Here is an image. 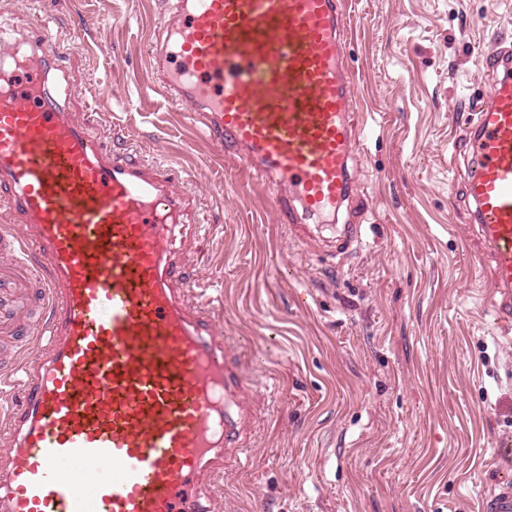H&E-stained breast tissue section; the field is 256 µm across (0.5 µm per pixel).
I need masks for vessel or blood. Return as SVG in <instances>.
<instances>
[{"label": "vessel or blood", "mask_w": 512, "mask_h": 512, "mask_svg": "<svg viewBox=\"0 0 512 512\" xmlns=\"http://www.w3.org/2000/svg\"><path fill=\"white\" fill-rule=\"evenodd\" d=\"M147 52L150 88L194 117L270 193L277 223L312 222L354 195L347 0H167ZM0 49V335L31 338L30 284L50 342L17 356L20 412L0 469L5 512H207L197 487L246 455L250 381L174 248L196 198L158 164L106 146L51 92L62 47L47 14ZM489 80L464 128V196L496 320L512 324V47L482 52ZM364 244L337 226L332 248Z\"/></svg>", "instance_id": "vessel-or-blood-1"}]
</instances>
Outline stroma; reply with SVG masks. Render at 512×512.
I'll use <instances>...</instances> for the list:
<instances>
[{"label": "stroma", "instance_id": "35a3bbf8", "mask_svg": "<svg viewBox=\"0 0 512 512\" xmlns=\"http://www.w3.org/2000/svg\"><path fill=\"white\" fill-rule=\"evenodd\" d=\"M350 2L365 135L348 217L367 244L336 259L291 238L258 180L148 89L161 0H0L7 40L54 16L74 114L200 197L206 221L176 246L262 387L250 458L203 487L209 512H484L512 482V327L491 311L453 159L455 112L487 93L480 52L512 44V0Z\"/></svg>", "mask_w": 512, "mask_h": 512}]
</instances>
